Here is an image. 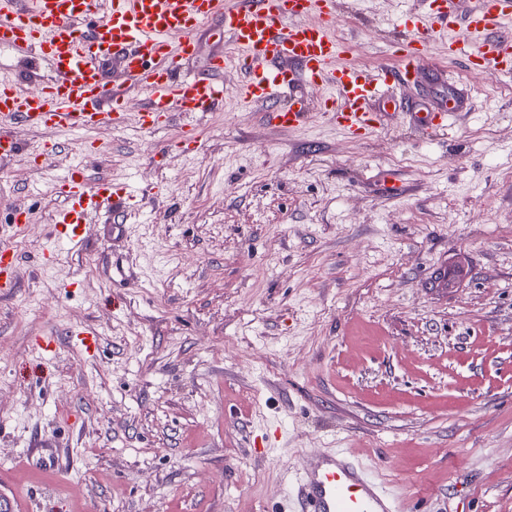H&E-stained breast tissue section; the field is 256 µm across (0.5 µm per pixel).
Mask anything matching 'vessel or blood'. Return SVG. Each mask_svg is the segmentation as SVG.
Returning a JSON list of instances; mask_svg holds the SVG:
<instances>
[{"mask_svg": "<svg viewBox=\"0 0 512 512\" xmlns=\"http://www.w3.org/2000/svg\"><path fill=\"white\" fill-rule=\"evenodd\" d=\"M335 0H0V49L19 63L0 74V161L23 148L15 129L69 132L118 126L127 119L126 99L142 96L137 122L151 131L180 119L183 143L197 142L195 116L215 111L232 96L241 107L264 106L269 124L295 130L306 124L311 105L298 95L308 85L324 93L339 127L356 137L380 129L384 113L371 105L387 86L418 82L424 43L405 42L395 66L375 73L342 63L344 44L329 22ZM421 18L439 30L456 27L450 43L470 70H512V0H420ZM221 20L224 49L207 60L203 72L184 76L181 63L196 54L198 33ZM111 71H104L105 60ZM243 73L232 92L222 75L229 63ZM49 65L40 92L20 90ZM453 110L447 103L410 115L422 135L447 134ZM51 191L64 201L55 216L58 237L78 246L86 239V217L104 205L121 210L135 198L126 184L108 177L89 180L74 164ZM19 284V258L13 242L0 243V296ZM293 494L295 512H397L367 468L345 450L308 459Z\"/></svg>", "mask_w": 512, "mask_h": 512, "instance_id": "vessel-or-blood-1", "label": "vessel or blood"}]
</instances>
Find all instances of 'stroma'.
<instances>
[{"mask_svg":"<svg viewBox=\"0 0 512 512\" xmlns=\"http://www.w3.org/2000/svg\"><path fill=\"white\" fill-rule=\"evenodd\" d=\"M418 10L336 0L346 62L393 66ZM422 67L367 138L311 86L302 128L228 100L198 117L193 152L178 125L130 120L56 134L41 156L47 133L16 127L23 152L0 164V239L20 254L0 297V486L16 512H284L329 449L366 463L399 512H512V74L473 82L442 35ZM447 96V135L421 137L402 102ZM76 158L168 193L90 217L87 245L46 265L63 206L49 185Z\"/></svg>","mask_w":512,"mask_h":512,"instance_id":"obj_1","label":"stroma"}]
</instances>
